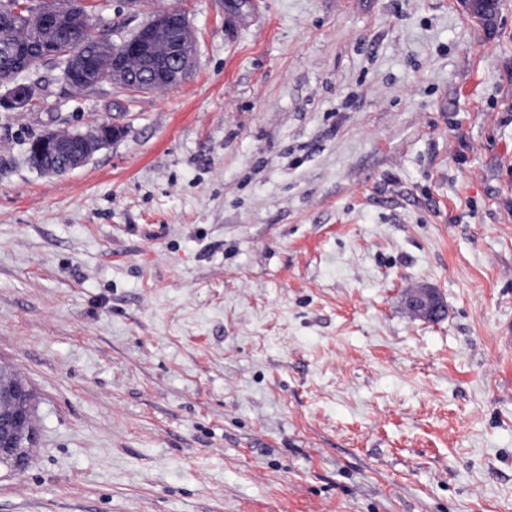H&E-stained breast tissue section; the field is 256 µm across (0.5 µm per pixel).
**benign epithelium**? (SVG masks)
Returning a JSON list of instances; mask_svg holds the SVG:
<instances>
[{
  "label": "benign epithelium",
  "mask_w": 512,
  "mask_h": 512,
  "mask_svg": "<svg viewBox=\"0 0 512 512\" xmlns=\"http://www.w3.org/2000/svg\"><path fill=\"white\" fill-rule=\"evenodd\" d=\"M36 0H12L5 18L28 14L38 20L40 38L30 48L40 60L65 57L63 82L71 88L81 84L95 88L103 84L120 85L133 91L152 87H171L181 80L191 66L189 52L194 49V37L187 15L178 8L161 10L138 25L126 38L115 43L106 39L95 43L91 53L81 49L61 51L57 33L65 26L82 27L91 14L88 0H49L46 9H38ZM470 14L493 24L496 21L497 0H461ZM140 56L144 71L135 73L126 65L127 56ZM25 68L14 79L5 83V101L15 110L26 109L33 100L37 82L28 79ZM120 130L110 122L100 123L95 132H75L64 140L54 131L37 137L31 148L38 152V169L46 175L59 176L84 165L102 145L116 139ZM408 306L427 317L441 310L438 294L432 288L422 287L407 297ZM13 407L0 410V451L28 448L35 440L32 392L16 380L8 385Z\"/></svg>",
  "instance_id": "obj_1"
}]
</instances>
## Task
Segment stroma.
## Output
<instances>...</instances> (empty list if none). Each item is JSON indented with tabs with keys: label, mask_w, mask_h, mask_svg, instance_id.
<instances>
[{
	"label": "stroma",
	"mask_w": 512,
	"mask_h": 512,
	"mask_svg": "<svg viewBox=\"0 0 512 512\" xmlns=\"http://www.w3.org/2000/svg\"><path fill=\"white\" fill-rule=\"evenodd\" d=\"M183 9L173 88L0 105V512H512V0ZM122 134L61 176L49 130ZM434 288L444 316L405 297ZM12 378L6 366L0 363V450L3 455L8 450L29 448L35 440L33 425L32 392L27 385L16 380L8 385L13 400V407L8 412L2 411L1 388L5 380ZM13 379V378H12Z\"/></svg>",
	"instance_id": "stroma-1"
}]
</instances>
